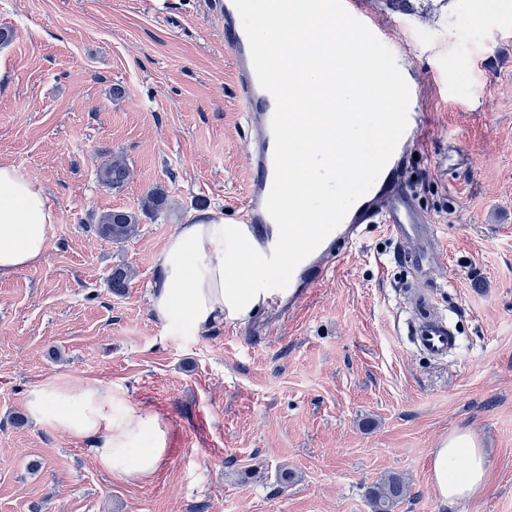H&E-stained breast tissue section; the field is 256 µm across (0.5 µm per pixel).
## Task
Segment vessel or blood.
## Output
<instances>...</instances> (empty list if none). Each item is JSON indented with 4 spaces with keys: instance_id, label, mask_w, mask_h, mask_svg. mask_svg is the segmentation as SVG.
I'll return each mask as SVG.
<instances>
[{
    "instance_id": "obj_1",
    "label": "vessel or blood",
    "mask_w": 512,
    "mask_h": 512,
    "mask_svg": "<svg viewBox=\"0 0 512 512\" xmlns=\"http://www.w3.org/2000/svg\"><path fill=\"white\" fill-rule=\"evenodd\" d=\"M347 10L385 43L394 53L397 64L411 92L408 126L393 156L385 166L371 190L348 211L335 228L296 268L291 282L283 291H276L256 312L247 317L248 324L260 322L265 315L281 305L296 307L335 268L336 246H353L360 239L366 224L386 225L397 241L413 243L424 239L428 224L413 202L410 188L402 172L411 148L419 143L420 133L427 122V113L421 112V88L417 75L407 62V52L393 38L390 27L376 12L365 8L362 0H344ZM216 12L224 20V48L233 64V75L239 96L244 103V115L250 131L249 152L252 177L246 201L235 218L251 232L256 249L270 254L278 240V228L266 210V200L274 179V136L272 118L275 111L273 96L264 90L257 79L251 56L250 44L243 29L233 0H216ZM402 261L413 272L406 286L414 294L420 318L411 326L412 343L424 354L435 359L447 358L457 347V339L446 318L432 309L417 290L428 275L430 255L419 249L403 254Z\"/></svg>"
}]
</instances>
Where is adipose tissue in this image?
Returning <instances> with one entry per match:
<instances>
[{
  "label": "adipose tissue",
  "mask_w": 512,
  "mask_h": 512,
  "mask_svg": "<svg viewBox=\"0 0 512 512\" xmlns=\"http://www.w3.org/2000/svg\"><path fill=\"white\" fill-rule=\"evenodd\" d=\"M55 214L42 189L16 168L0 164V273L44 261ZM151 311L162 326L202 333L255 310L261 289L251 279L259 264L251 234L218 211L196 213L179 225L157 254ZM33 415L75 439L91 441L104 470L151 479L168 453V426L159 413L113 395L110 387L61 377L41 383L29 398ZM487 451L468 431L449 434L433 452L432 481L451 502L475 497L487 477Z\"/></svg>",
  "instance_id": "ef3b65f1"
}]
</instances>
